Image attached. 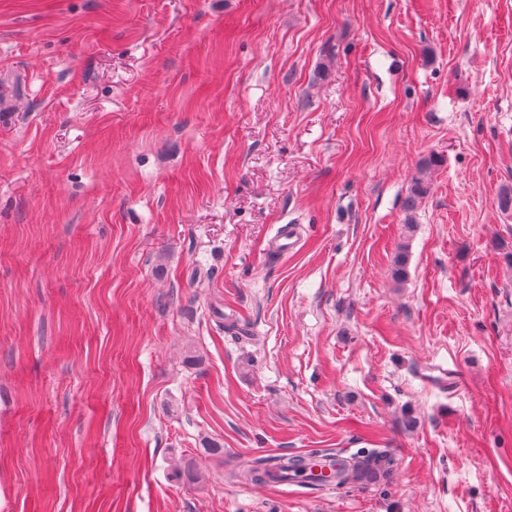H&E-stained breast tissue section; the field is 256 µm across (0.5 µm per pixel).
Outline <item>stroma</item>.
Masks as SVG:
<instances>
[{
    "mask_svg": "<svg viewBox=\"0 0 512 512\" xmlns=\"http://www.w3.org/2000/svg\"><path fill=\"white\" fill-rule=\"evenodd\" d=\"M509 188L512 0H0V512H512ZM319 452L311 453L310 457L303 455H281L276 457L274 465H267L269 460L246 461L241 462L230 472V476L238 482L252 485H262L269 483L270 480L285 481L294 473H301L311 470V479L316 483H321L326 478H336L340 484L352 483L363 478L366 473L374 470H384L386 475L392 471L394 458L385 448H374L361 450L346 461L341 463L336 469V473L327 476L323 473H315L314 464L316 461H325L323 459H314Z\"/></svg>",
    "mask_w": 512,
    "mask_h": 512,
    "instance_id": "stroma-1",
    "label": "stroma"
}]
</instances>
